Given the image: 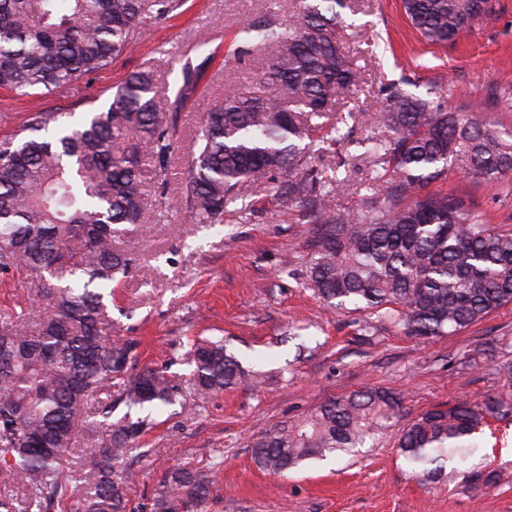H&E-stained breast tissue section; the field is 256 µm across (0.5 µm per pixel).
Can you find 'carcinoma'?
Here are the masks:
<instances>
[{
	"mask_svg": "<svg viewBox=\"0 0 512 512\" xmlns=\"http://www.w3.org/2000/svg\"><path fill=\"white\" fill-rule=\"evenodd\" d=\"M493 0H402L413 28L431 44L454 43ZM180 0H0V88L51 93L95 73L132 48L139 20L159 18ZM345 0H302L288 23L275 15L241 32L275 54L261 59L257 83L217 96L200 116L180 204L198 224H221L268 173L266 190L298 207L314 225L308 288L331 309L353 304L385 316L411 336L454 334L512 303V229L482 224L472 203L422 193L453 169L474 180L512 172V133L493 129L485 109L446 111L393 85L382 112L385 131L356 142L371 170L357 208L338 211L330 197L346 186L334 145L351 141L359 113L327 120L354 93L361 72L337 26ZM207 60L181 65L179 96L195 92ZM148 70L131 73L108 108L77 123L35 112L21 138L0 140V271L34 281L30 304L0 312V462L26 489L27 512H126L129 470L122 468L149 430L145 416L96 419L94 403L112 395L130 409L173 402L178 385L162 371L126 379L133 346L109 339L107 297L134 259L114 246L137 232L151 203L143 189L141 144L156 164L174 150L177 116ZM191 395L208 397L247 384L240 361L219 341L190 348ZM503 390L482 404L460 400L430 409L401 430L398 450L412 477L440 476L445 463L473 454L486 419L512 413V365ZM399 396L366 388L332 398L310 414L270 427L250 444L256 466L283 474L310 460L350 454L401 418ZM87 441L92 481L81 491L64 464ZM206 469L165 471L151 512H201Z\"/></svg>",
	"mask_w": 512,
	"mask_h": 512,
	"instance_id": "obj_1",
	"label": "carcinoma"
}]
</instances>
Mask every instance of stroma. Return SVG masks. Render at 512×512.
Wrapping results in <instances>:
<instances>
[{
  "label": "stroma",
  "mask_w": 512,
  "mask_h": 512,
  "mask_svg": "<svg viewBox=\"0 0 512 512\" xmlns=\"http://www.w3.org/2000/svg\"><path fill=\"white\" fill-rule=\"evenodd\" d=\"M297 0H182L168 18L146 13L137 43L106 68L46 95L0 89V138L16 133L35 112L75 116L103 108L129 73L148 69L174 99L179 143L165 168L146 167L144 189L157 207L144 231L116 240L137 264L112 285V339L134 344L133 367L186 379L193 341L223 340L258 387L239 386L187 406L153 409L142 456L132 457L130 512H150L163 472L188 465L210 470L204 512H512V415L489 419L466 463L449 464L438 479L412 478L397 450V428L367 440L352 455L314 461L288 474L257 468L250 444L270 426L297 420L329 398L368 387L400 392L411 420L459 399L479 403L501 390L498 364L512 363V304L445 336L413 337L389 321L368 335L353 323L362 314L329 309L305 283L312 227L280 208L256 176L248 220L227 212L220 224H196L179 209L187 147L212 91L234 95L256 81L251 54L237 53L243 23L276 13L289 20ZM341 36L359 65L361 84L341 111L360 113L356 137L378 131L386 86L466 111L488 106L495 127L512 130V0H496L456 43H428L406 19L401 0H359ZM205 45L212 59L197 89L178 100L173 55ZM349 180L335 202L355 207L367 171L355 146H339ZM428 191L467 196L478 219L512 228V174L476 181L458 172ZM505 471L484 483L490 471Z\"/></svg>",
  "instance_id": "stroma-1"
}]
</instances>
